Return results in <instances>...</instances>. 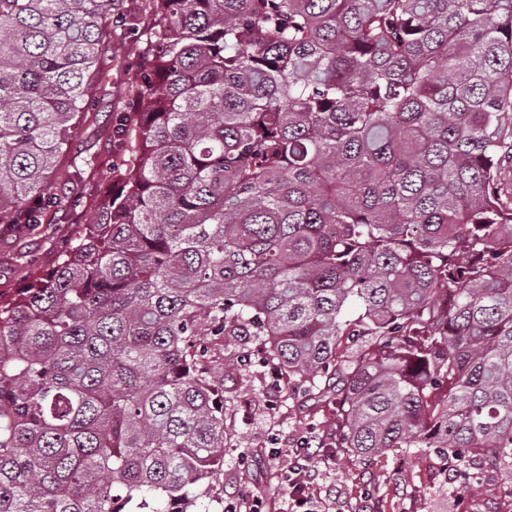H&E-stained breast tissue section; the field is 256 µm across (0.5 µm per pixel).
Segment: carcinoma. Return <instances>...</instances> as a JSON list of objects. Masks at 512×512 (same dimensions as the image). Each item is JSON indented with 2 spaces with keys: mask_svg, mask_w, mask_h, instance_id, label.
I'll return each mask as SVG.
<instances>
[{
  "mask_svg": "<svg viewBox=\"0 0 512 512\" xmlns=\"http://www.w3.org/2000/svg\"><path fill=\"white\" fill-rule=\"evenodd\" d=\"M117 0H0V223L52 173ZM131 160L0 305V512H192L221 348L336 405V447L512 471V0H152Z\"/></svg>",
  "mask_w": 512,
  "mask_h": 512,
  "instance_id": "1",
  "label": "carcinoma"
}]
</instances>
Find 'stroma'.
<instances>
[{"instance_id":"obj_1","label":"stroma","mask_w":512,"mask_h":512,"mask_svg":"<svg viewBox=\"0 0 512 512\" xmlns=\"http://www.w3.org/2000/svg\"><path fill=\"white\" fill-rule=\"evenodd\" d=\"M109 58V72L89 88L97 108L86 115L81 133L56 166L62 175L78 157L98 156V165L79 176L82 205L47 211L32 235L0 223L1 299L52 269L93 220V202L108 184L110 164L122 153L119 138L111 133L114 115L125 109L143 66L139 49L119 31L112 35ZM251 348L242 337L224 348V471L197 500L196 512H223L225 502L253 497L262 498L263 512H286L288 502L275 487L302 436L322 446L316 492L330 512L338 505L345 512H512V474L491 465L451 479L430 452L404 463L390 456L367 463L337 451L333 405L314 402L284 380L271 386L267 368L246 359Z\"/></svg>"}]
</instances>
